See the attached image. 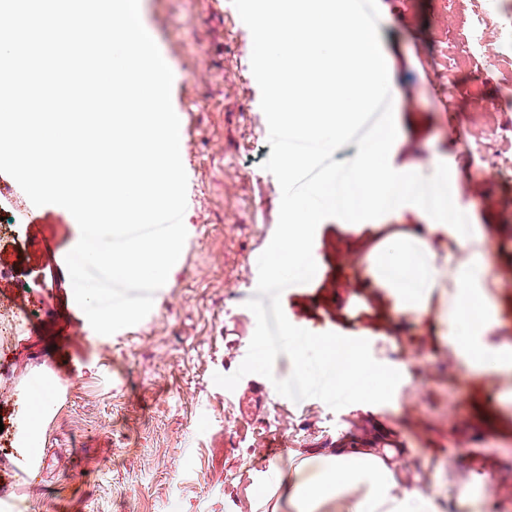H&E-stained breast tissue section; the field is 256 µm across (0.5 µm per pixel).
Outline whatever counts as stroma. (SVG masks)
<instances>
[{"label": "stroma", "instance_id": "stroma-1", "mask_svg": "<svg viewBox=\"0 0 512 512\" xmlns=\"http://www.w3.org/2000/svg\"><path fill=\"white\" fill-rule=\"evenodd\" d=\"M474 0H378V33L392 77L400 131L389 155L399 172L439 157L450 184L470 185V223L483 225L490 276H512V65L492 66L468 50L455 72ZM144 22L174 73L182 114L180 152L188 176V235L150 313L110 336L97 334L74 300L65 257L80 237L58 205L25 203L18 245L0 249V300L15 316L0 349V489L13 486L20 456L22 398L35 383L50 407L38 431L46 460L0 512H289L288 476L306 459L333 453L345 436L388 439L408 487L440 502L472 486L475 472L512 485V406H497L498 432L485 436L451 393L474 385L450 341L432 343L411 319L382 311L370 320L373 358L402 379L385 404L332 410L309 398L266 395L256 420L214 373H233L256 328L246 308L258 283L256 255L279 219L280 185L262 164L272 151L261 92L252 74V36L231 0H140ZM336 219L322 221L313 248L320 278L286 288L283 311L314 333L352 336L360 291L344 290L336 267ZM340 291L342 304L329 302ZM471 460L458 461L461 440Z\"/></svg>", "mask_w": 512, "mask_h": 512}]
</instances>
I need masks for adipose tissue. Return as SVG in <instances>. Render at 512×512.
<instances>
[{"instance_id": "adipose-tissue-1", "label": "adipose tissue", "mask_w": 512, "mask_h": 512, "mask_svg": "<svg viewBox=\"0 0 512 512\" xmlns=\"http://www.w3.org/2000/svg\"><path fill=\"white\" fill-rule=\"evenodd\" d=\"M430 218V223L414 225L401 235L368 233L367 215L341 225V232L363 238L367 245L354 269L358 283L372 297L386 298L395 315L413 317L422 331L447 329L474 376L511 377L512 342L494 331L497 310L489 291L490 254L481 227L444 223L437 210ZM442 237L448 240V251L441 255L433 242ZM443 283L451 290V300L442 326L429 319L423 292ZM473 308L483 314L480 323L469 319ZM393 456L388 448L342 446L319 458L311 477L292 479L288 505L292 512H500L501 502L469 492L444 505L407 489Z\"/></svg>"}]
</instances>
